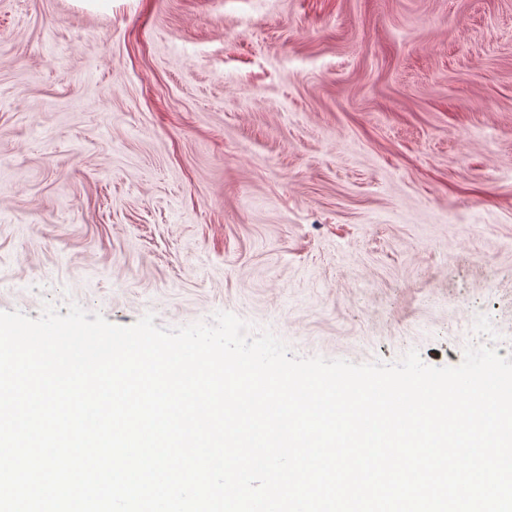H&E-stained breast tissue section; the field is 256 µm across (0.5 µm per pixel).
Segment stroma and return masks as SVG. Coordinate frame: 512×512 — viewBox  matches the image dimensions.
Segmentation results:
<instances>
[{"label":"stroma","instance_id":"obj_1","mask_svg":"<svg viewBox=\"0 0 512 512\" xmlns=\"http://www.w3.org/2000/svg\"><path fill=\"white\" fill-rule=\"evenodd\" d=\"M512 356V0H0V311Z\"/></svg>","mask_w":512,"mask_h":512}]
</instances>
